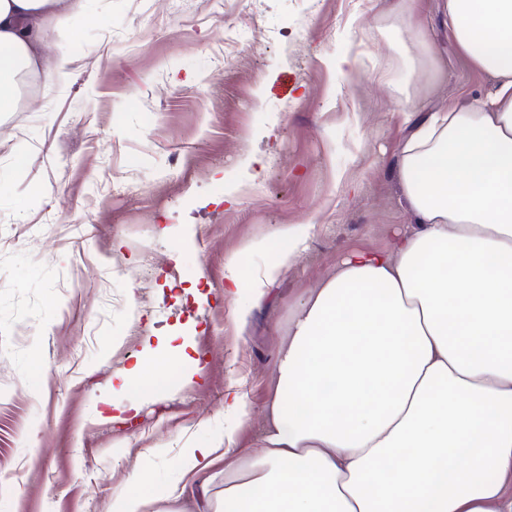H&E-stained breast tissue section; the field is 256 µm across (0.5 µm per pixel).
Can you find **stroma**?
Masks as SVG:
<instances>
[{"label": "stroma", "instance_id": "obj_1", "mask_svg": "<svg viewBox=\"0 0 512 512\" xmlns=\"http://www.w3.org/2000/svg\"><path fill=\"white\" fill-rule=\"evenodd\" d=\"M401 3L108 0L69 20V77L0 115V512H104L123 492L149 512H204L168 496L183 449L223 429L230 388L252 407L237 448H261L289 310L347 252L410 223L396 169L414 123L491 85L458 55L443 0H419L426 62L404 118L385 83L403 68ZM244 16L251 37L218 70ZM340 56L354 65L337 70ZM311 221L262 302L225 295L227 257L251 277L271 257L254 243ZM161 342L192 348L201 376L158 366L138 416L100 421Z\"/></svg>", "mask_w": 512, "mask_h": 512}]
</instances>
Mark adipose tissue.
Masks as SVG:
<instances>
[{
	"mask_svg": "<svg viewBox=\"0 0 512 512\" xmlns=\"http://www.w3.org/2000/svg\"><path fill=\"white\" fill-rule=\"evenodd\" d=\"M448 30L492 88L442 104L405 140L399 180L413 224L389 248L343 256L288 317L264 409L262 451L227 425L183 451L195 474L224 465L220 512H512V0H446ZM87 0H0V113L27 78L66 79L49 47ZM287 225L263 271L225 265V294L260 301L306 249Z\"/></svg>",
	"mask_w": 512,
	"mask_h": 512,
	"instance_id": "ef3b65f1",
	"label": "adipose tissue"
}]
</instances>
